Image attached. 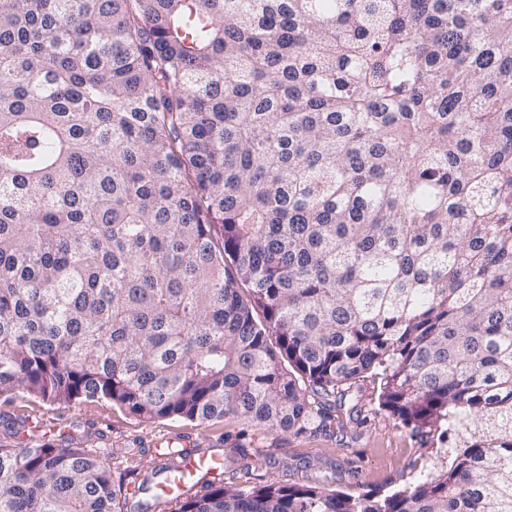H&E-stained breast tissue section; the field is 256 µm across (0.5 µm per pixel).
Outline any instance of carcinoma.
<instances>
[{"instance_id": "obj_1", "label": "carcinoma", "mask_w": 512, "mask_h": 512, "mask_svg": "<svg viewBox=\"0 0 512 512\" xmlns=\"http://www.w3.org/2000/svg\"><path fill=\"white\" fill-rule=\"evenodd\" d=\"M368 374L447 469L178 512H512V0H0V395L341 433ZM125 509L0 445V512Z\"/></svg>"}]
</instances>
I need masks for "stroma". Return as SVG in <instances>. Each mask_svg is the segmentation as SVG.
<instances>
[{
	"label": "stroma",
	"mask_w": 512,
	"mask_h": 512,
	"mask_svg": "<svg viewBox=\"0 0 512 512\" xmlns=\"http://www.w3.org/2000/svg\"><path fill=\"white\" fill-rule=\"evenodd\" d=\"M355 389L366 415L363 424H349L341 434L300 435L246 430L233 419L209 424L182 418L145 420L105 401L80 399L59 405L25 393L3 395L0 444L33 438L61 448L77 443L113 452L112 472L128 496L127 512H176L140 484L166 465V446L181 450L189 440L223 455L224 465L213 478L227 484H325L386 495L414 483L421 473L447 468V445H426L379 408L377 378H363Z\"/></svg>",
	"instance_id": "1"
}]
</instances>
